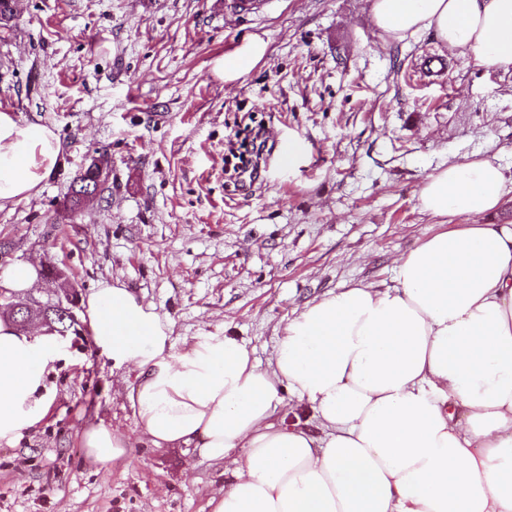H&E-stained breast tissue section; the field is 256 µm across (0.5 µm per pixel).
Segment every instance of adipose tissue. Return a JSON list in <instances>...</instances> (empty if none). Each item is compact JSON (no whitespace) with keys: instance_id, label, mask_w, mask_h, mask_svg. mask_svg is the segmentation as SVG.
I'll list each match as a JSON object with an SVG mask.
<instances>
[{"instance_id":"ef3b65f1","label":"adipose tissue","mask_w":512,"mask_h":512,"mask_svg":"<svg viewBox=\"0 0 512 512\" xmlns=\"http://www.w3.org/2000/svg\"><path fill=\"white\" fill-rule=\"evenodd\" d=\"M372 16L391 38L431 32L512 70V0H372ZM265 51L250 40L215 69L240 79ZM60 156L50 126L0 111V208L36 196ZM510 195L485 159L430 175L421 209L466 223L402 254L394 285L306 303L264 365L218 333L173 351L169 322L118 281L86 297L84 317L113 367L138 372L142 435L223 461L230 479L211 512H512V225L474 221ZM62 354L57 332L0 316V445L45 419ZM288 398L309 405L317 431L280 422ZM82 446L107 467L128 441L98 423Z\"/></svg>"}]
</instances>
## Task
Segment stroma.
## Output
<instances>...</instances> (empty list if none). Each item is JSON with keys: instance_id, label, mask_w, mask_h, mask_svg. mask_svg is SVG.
Here are the masks:
<instances>
[{"instance_id": "stroma-1", "label": "stroma", "mask_w": 512, "mask_h": 512, "mask_svg": "<svg viewBox=\"0 0 512 512\" xmlns=\"http://www.w3.org/2000/svg\"><path fill=\"white\" fill-rule=\"evenodd\" d=\"M254 36L264 57L225 81L216 61ZM431 53L443 69L429 76ZM4 109L52 127L61 158L36 197L0 209V241L8 262L65 272L28 296L68 288L78 320L43 424L0 445V512H209L224 489L223 462L141 434L137 370H113L82 318L99 282L153 304L175 349L220 333L264 362L307 301L392 285L396 258L458 224L421 210L428 176L481 158L512 178V72L428 32L388 38L369 0H270L248 18L218 0H18L0 30ZM248 116L272 148L258 180L230 182L224 148ZM291 138L303 151L287 167ZM99 155L101 194L69 210L71 183ZM100 422L129 442L108 469L81 445Z\"/></svg>"}]
</instances>
